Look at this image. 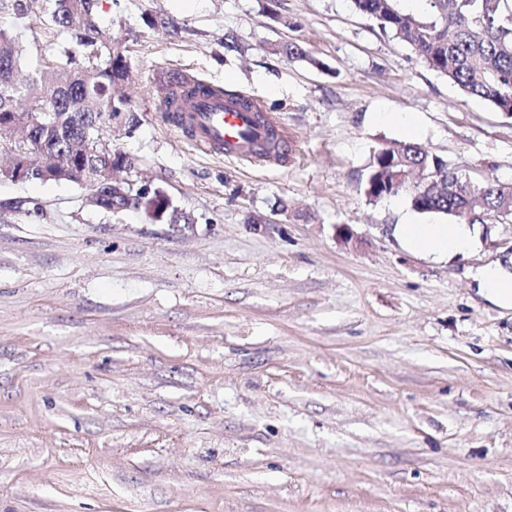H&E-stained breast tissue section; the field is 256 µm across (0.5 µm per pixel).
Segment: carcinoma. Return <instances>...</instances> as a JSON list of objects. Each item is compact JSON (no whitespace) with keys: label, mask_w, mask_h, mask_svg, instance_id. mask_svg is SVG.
<instances>
[{"label":"carcinoma","mask_w":512,"mask_h":512,"mask_svg":"<svg viewBox=\"0 0 512 512\" xmlns=\"http://www.w3.org/2000/svg\"><path fill=\"white\" fill-rule=\"evenodd\" d=\"M353 4L382 30L411 45L464 96L512 117V0H430L426 14L402 10L398 0ZM51 20L66 36L56 53L53 78L30 69L15 82L10 74L22 71L24 49L0 22V120L29 124L34 142L61 156L45 173L33 163L31 178L77 185L64 157L90 143L97 150L89 162L100 168L125 165V157L101 136L107 124L130 112L125 91L130 66L98 22V0H53ZM97 192L100 210L112 211V195L119 194L130 209L157 219L168 213L174 224L189 223L159 189L142 199L129 184L115 189L105 182ZM365 193L371 204L405 194L415 210L444 214L455 224L512 220V184L492 175L464 182L441 156L413 142L373 152Z\"/></svg>","instance_id":"cac0c4a2"}]
</instances>
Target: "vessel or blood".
Instances as JSON below:
<instances>
[{
	"label": "vessel or blood",
	"instance_id": "b4317fda",
	"mask_svg": "<svg viewBox=\"0 0 512 512\" xmlns=\"http://www.w3.org/2000/svg\"><path fill=\"white\" fill-rule=\"evenodd\" d=\"M164 111L167 124L198 149L247 161L288 160V136L260 102L247 107L223 88L196 91L181 82L168 84Z\"/></svg>",
	"mask_w": 512,
	"mask_h": 512
}]
</instances>
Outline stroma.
<instances>
[{
  "mask_svg": "<svg viewBox=\"0 0 512 512\" xmlns=\"http://www.w3.org/2000/svg\"><path fill=\"white\" fill-rule=\"evenodd\" d=\"M27 7L4 20L44 69L59 35ZM99 22L132 67L105 139L189 221L0 182V512H512V307L479 277L512 272V222L437 257L395 227L447 216L365 195L373 150L408 141L512 183V117L352 0H100ZM177 74L261 101L288 163L190 145L163 119Z\"/></svg>",
  "mask_w": 512,
  "mask_h": 512,
  "instance_id": "35a3bbf8",
  "label": "stroma"
}]
</instances>
